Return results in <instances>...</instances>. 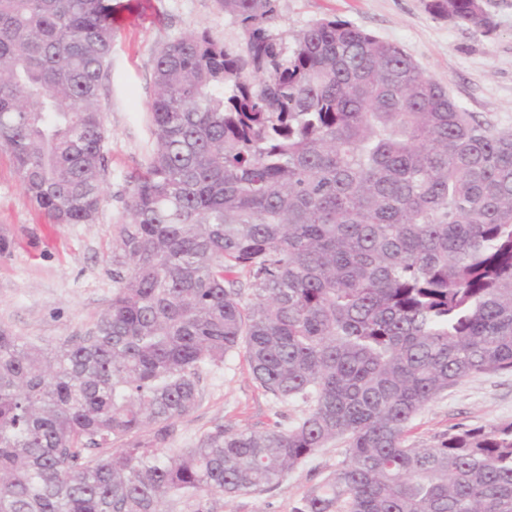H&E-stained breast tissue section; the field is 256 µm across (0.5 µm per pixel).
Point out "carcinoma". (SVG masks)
<instances>
[{
    "instance_id": "obj_1",
    "label": "carcinoma",
    "mask_w": 512,
    "mask_h": 512,
    "mask_svg": "<svg viewBox=\"0 0 512 512\" xmlns=\"http://www.w3.org/2000/svg\"><path fill=\"white\" fill-rule=\"evenodd\" d=\"M156 51L112 302L48 348L0 328V512H224L341 440L291 512H512V422L406 443L448 386L512 371V131L395 43L278 0ZM486 33L482 0H428ZM112 0H0V151L54 224L103 200ZM243 352L304 409L162 449Z\"/></svg>"
}]
</instances>
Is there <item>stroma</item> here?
I'll use <instances>...</instances> for the list:
<instances>
[{"label": "stroma", "instance_id": "obj_1", "mask_svg": "<svg viewBox=\"0 0 512 512\" xmlns=\"http://www.w3.org/2000/svg\"><path fill=\"white\" fill-rule=\"evenodd\" d=\"M483 5L493 23L488 34L434 17L427 0H279L278 25L292 35L324 17L348 21L401 46L467 111L512 130V0H483ZM202 29L220 40L232 36L218 0H143L118 29L101 89L106 167L94 223L54 224L35 212L9 154L0 151V236L15 243L11 253L0 254V326L54 346L83 333L109 305L112 229L124 215L128 175L154 147L146 108L153 94L154 52ZM297 411L266 392L238 352L206 367L200 402L177 420L176 435L164 451L192 447L220 425L261 431ZM505 422H512V372L479 374L425 406L412 420L407 441L426 447L456 426L488 430ZM344 458L342 445L322 449L277 489L230 499L224 512H291Z\"/></svg>", "mask_w": 512, "mask_h": 512}]
</instances>
